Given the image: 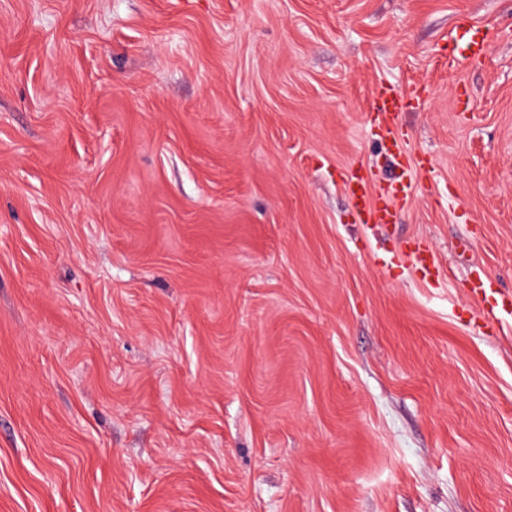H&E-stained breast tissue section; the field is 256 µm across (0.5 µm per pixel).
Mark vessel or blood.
I'll list each match as a JSON object with an SVG mask.
<instances>
[{
	"label": "vessel or blood",
	"mask_w": 512,
	"mask_h": 512,
	"mask_svg": "<svg viewBox=\"0 0 512 512\" xmlns=\"http://www.w3.org/2000/svg\"><path fill=\"white\" fill-rule=\"evenodd\" d=\"M489 35L488 28L463 21L449 36L443 50L449 60L469 64L484 57ZM421 93L422 89L418 86L413 91L404 92L388 84L380 85L373 98L376 118H396L410 111L413 97ZM391 153L397 160V171L389 182V191H376L369 177L363 174H351L344 182L345 192L362 223H396L399 217L398 202L409 200L413 194V186L407 180L410 161L404 142L394 140ZM465 286L470 297L481 306L479 319L482 329L492 330L502 314L512 315V295H497L481 268L471 271Z\"/></svg>",
	"instance_id": "b4317fda"
}]
</instances>
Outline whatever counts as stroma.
Instances as JSON below:
<instances>
[{
	"instance_id": "stroma-1",
	"label": "stroma",
	"mask_w": 512,
	"mask_h": 512,
	"mask_svg": "<svg viewBox=\"0 0 512 512\" xmlns=\"http://www.w3.org/2000/svg\"><path fill=\"white\" fill-rule=\"evenodd\" d=\"M474 263L512 292V0H0V512H512ZM490 33L486 27L463 21L456 26L442 49L449 60L469 64L485 56ZM424 86H416L411 92L398 91L388 84H382L378 87L373 98V110L375 117L386 119L387 117L397 118L403 112H410L412 109V99L420 97ZM386 132L392 139L391 154L397 158V172L389 181L388 186L394 192H379L373 187L368 176L353 172L344 182L345 192L365 224H396L399 208L392 203L394 200L406 201L413 194L411 181H407L410 161L407 159L405 143L393 135V127L386 123ZM393 135V136H391Z\"/></svg>"
}]
</instances>
